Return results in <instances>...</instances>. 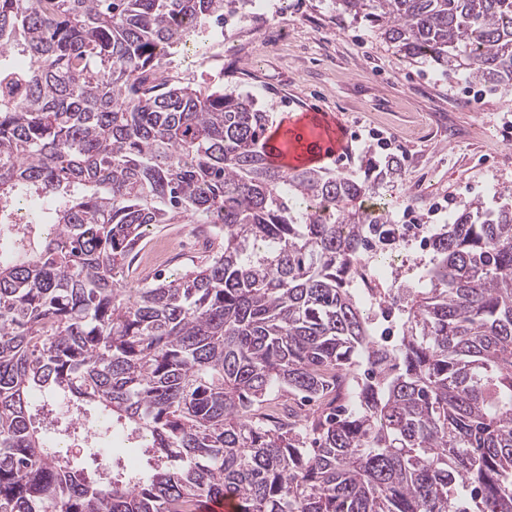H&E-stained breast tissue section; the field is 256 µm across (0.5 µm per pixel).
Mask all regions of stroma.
<instances>
[{
	"label": "stroma",
	"instance_id": "1",
	"mask_svg": "<svg viewBox=\"0 0 512 512\" xmlns=\"http://www.w3.org/2000/svg\"><path fill=\"white\" fill-rule=\"evenodd\" d=\"M252 0L223 34H206L174 48L168 66L180 77L250 94L273 114L327 113L342 124L348 147L331 168L365 171L387 153L370 132L398 138L405 147L402 177L384 184L391 222L420 214L445 196L454 207L446 224L471 201L498 210L512 188V93L488 92L475 102L464 74L406 59L377 38L370 24L352 21L333 0Z\"/></svg>",
	"mask_w": 512,
	"mask_h": 512
}]
</instances>
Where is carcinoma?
<instances>
[{"instance_id": "carcinoma-1", "label": "carcinoma", "mask_w": 512, "mask_h": 512, "mask_svg": "<svg viewBox=\"0 0 512 512\" xmlns=\"http://www.w3.org/2000/svg\"><path fill=\"white\" fill-rule=\"evenodd\" d=\"M233 4L0 0V512H512V207L431 232L383 348L355 275L400 171L278 164L255 98L172 75L167 51ZM336 8L512 91V0ZM170 224L221 231L127 287ZM59 398L108 416L145 470L75 469Z\"/></svg>"}]
</instances>
